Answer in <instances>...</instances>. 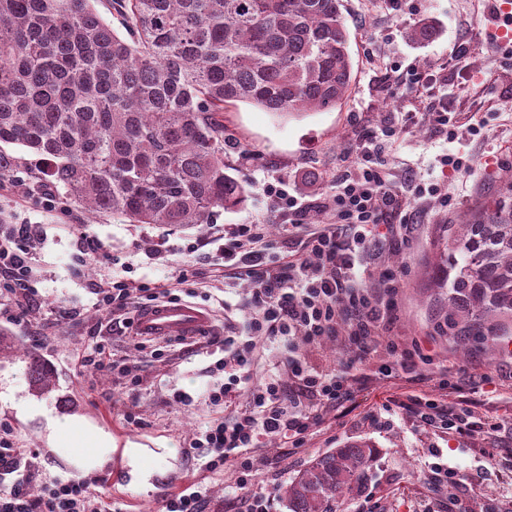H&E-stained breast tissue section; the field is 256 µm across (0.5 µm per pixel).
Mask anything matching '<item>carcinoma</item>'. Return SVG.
Masks as SVG:
<instances>
[{
  "instance_id": "1",
  "label": "carcinoma",
  "mask_w": 512,
  "mask_h": 512,
  "mask_svg": "<svg viewBox=\"0 0 512 512\" xmlns=\"http://www.w3.org/2000/svg\"><path fill=\"white\" fill-rule=\"evenodd\" d=\"M0 0V179L40 174L89 213L155 226L207 224L247 200L229 174L224 110L245 103L300 116L342 106L354 80L342 0ZM436 22L411 37L428 43ZM431 282L440 330L493 351L512 334V179L490 206L439 224ZM31 390L54 367L29 355ZM379 454L366 439L313 457L280 490L288 512H335L362 492Z\"/></svg>"
}]
</instances>
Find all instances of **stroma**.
<instances>
[{
	"label": "stroma",
	"mask_w": 512,
	"mask_h": 512,
	"mask_svg": "<svg viewBox=\"0 0 512 512\" xmlns=\"http://www.w3.org/2000/svg\"><path fill=\"white\" fill-rule=\"evenodd\" d=\"M344 5L354 85L342 108L299 118L243 103L225 112L224 136L236 145L230 154L231 173L248 192L243 207L219 211L203 226L159 227L89 214L65 200L53 185L32 177L36 161L28 153L17 170L0 179V225L29 224L35 232L29 262L42 300L30 309H0V329L19 339L14 355L0 358V423L13 428L18 448L37 454L31 491H38L44 477H74L78 471L51 448L44 418L20 411L24 402L77 417L111 435L115 448L99 469L101 481L94 488L111 512H157L163 498L198 482L208 488L206 512H240L242 504L233 490L235 473L205 475L188 453L200 423L217 414L200 399L216 380L206 338L194 344L172 341L168 356L162 358L155 354L158 342L133 348L98 311L95 289L116 275L177 295L189 289L199 307L212 308L221 301L229 308L228 314L213 316L211 335L242 333L251 285L225 271L220 254L208 243L212 231L263 224L268 241L278 243L284 217L263 194V182L279 179L292 195L319 198L333 191L339 172L355 164L363 134L380 132L390 113L413 112L415 123L385 142L389 178L400 184L412 172L426 181L444 180L449 200L412 201L410 224L380 226L385 246L372 261L374 274L363 286L376 289L382 271L399 277L393 320L376 351H361L347 341H326L310 349L312 364L347 373L355 392L324 415L301 447L277 443L257 454L254 489L270 494V512H287L279 491L311 457L349 438L365 437L375 442L380 454L365 490L339 503L337 512H512V341L492 357L477 340L461 350L437 330L443 309L426 277L436 226L459 223L492 200L503 179L512 177V60L485 39L491 0H409L399 16L389 0H345ZM425 17L438 22L441 34L420 44L408 31ZM459 54L464 57L460 68L452 64ZM415 73L433 74L437 80L425 90L410 84ZM434 99L447 102L458 126L484 120V137L459 142L440 138L429 110ZM458 151L471 156V169L442 170L440 156ZM73 224L100 240L105 256L79 251L69 231ZM194 241L201 242V249L183 255L182 246ZM154 249L161 250V258L151 259ZM180 268L187 271V284L176 278ZM391 339L418 345L429 356L419 379L406 380L397 371L388 377L379 374L380 365L396 361L387 348ZM94 340L125 360L140 379L136 397L123 395L111 372L79 366L84 348ZM31 352L55 369L56 387L50 393L40 395L29 388L26 366ZM447 376L461 380L462 388L442 390L439 383ZM180 392L196 397V404L177 402ZM390 392L445 397L500 428L466 436L428 430L401 408L386 407ZM132 443L138 444L140 463L150 473L147 483L114 479L115 472L126 470L124 451ZM170 447L177 448V456L167 455ZM438 463L454 473V485L435 475Z\"/></svg>",
	"instance_id": "stroma-1"
}]
</instances>
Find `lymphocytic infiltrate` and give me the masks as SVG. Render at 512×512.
Returning a JSON list of instances; mask_svg holds the SVG:
<instances>
[{"label": "lymphocytic infiltrate", "instance_id": "1", "mask_svg": "<svg viewBox=\"0 0 512 512\" xmlns=\"http://www.w3.org/2000/svg\"><path fill=\"white\" fill-rule=\"evenodd\" d=\"M381 145L365 136L353 169L336 180L333 192L314 200L288 193L274 184L265 190L288 218L282 227V251L270 253L261 224L237 225L230 242L219 244L224 265L254 285L253 309L247 318V337L218 336L212 341L219 358L211 371L222 383L206 389L203 399L223 408L224 415L206 421L193 441L200 448L199 469L223 475L225 466L238 472L237 490L244 493V512H269V499L248 488L256 479L252 453L278 439L301 447L324 410L336 407L353 392L351 380L334 367H314L306 358L308 347L326 339L348 338L372 348L394 306L400 286L390 272L380 275L378 291L362 288L368 274L364 257L381 240L382 224H407L411 198L425 195L447 201L448 189L438 182L410 181L401 187L388 184L380 159ZM319 208L330 223H302L303 213ZM32 231L15 226L0 231V306L37 303L30 286L28 261ZM97 306L112 324L129 328L131 311L159 300L144 286L122 277L98 289ZM279 342L284 349L283 375L258 376L255 363L260 341ZM246 407H238L240 396ZM415 422L432 429L468 434L479 421L465 410L438 399L411 396L400 401ZM34 462L15 446L12 428L0 424V512H106L105 504L88 481L53 477L31 493Z\"/></svg>", "mask_w": 512, "mask_h": 512}]
</instances>
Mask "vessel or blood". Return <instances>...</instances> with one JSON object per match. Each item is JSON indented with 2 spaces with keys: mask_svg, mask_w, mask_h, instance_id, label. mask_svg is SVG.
Listing matches in <instances>:
<instances>
[{
  "mask_svg": "<svg viewBox=\"0 0 512 512\" xmlns=\"http://www.w3.org/2000/svg\"><path fill=\"white\" fill-rule=\"evenodd\" d=\"M496 12L503 21L495 31L499 43H512V0H500ZM211 322V316L193 304L161 301L140 311L136 332L144 339L179 337L191 342Z\"/></svg>",
  "mask_w": 512,
  "mask_h": 512,
  "instance_id": "1",
  "label": "vessel or blood"
}]
</instances>
